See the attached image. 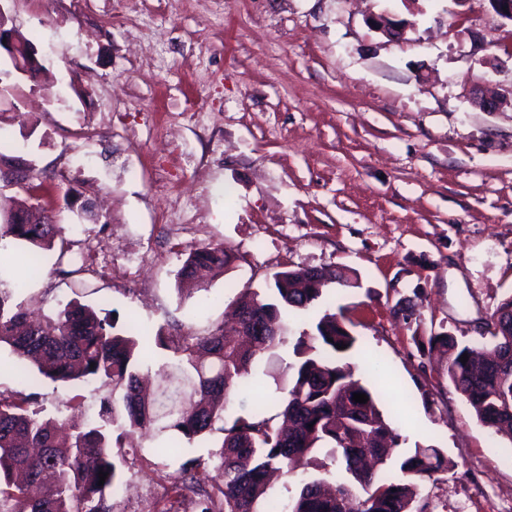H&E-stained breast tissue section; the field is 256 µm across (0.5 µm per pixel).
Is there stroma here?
Listing matches in <instances>:
<instances>
[{
	"mask_svg": "<svg viewBox=\"0 0 512 512\" xmlns=\"http://www.w3.org/2000/svg\"><path fill=\"white\" fill-rule=\"evenodd\" d=\"M47 74L0 57V153L34 169L27 203L51 212L84 269L45 258L17 299L49 315L78 301L149 331L196 335L274 272L346 270L333 312L351 360L407 447L453 463L420 489L430 512H512V441L449 385L428 336L480 342L512 297V21L489 0H0ZM405 23L388 40L379 15ZM234 256L192 298L194 248ZM43 381L42 416L72 394ZM281 395L258 373L229 395L234 418Z\"/></svg>",
	"mask_w": 512,
	"mask_h": 512,
	"instance_id": "35a3bbf8",
	"label": "stroma"
}]
</instances>
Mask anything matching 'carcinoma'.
Here are the masks:
<instances>
[{
    "mask_svg": "<svg viewBox=\"0 0 512 512\" xmlns=\"http://www.w3.org/2000/svg\"><path fill=\"white\" fill-rule=\"evenodd\" d=\"M14 204L0 196V212L18 220L0 224V241L30 247L29 265L55 250L62 266L69 248L52 216L43 210V223L32 224L30 213ZM232 260L220 243L195 248L181 268L180 293L192 297L203 274L221 275ZM10 263L0 254V347L37 371L17 366L32 392L0 391V512H121V466L130 458L154 465L143 449L123 443L138 431L161 440L154 454L165 461L177 458L183 441L221 434L208 459L181 464L185 478L168 487L150 512H428L427 502L414 506L417 489L450 461L434 446L417 445L403 454L400 476L386 474L402 436L381 411L374 386L354 375L349 353L357 338L342 314L326 310L297 336L290 326V311H307L323 300L321 281L354 286L345 273L297 267L274 273L266 295L244 289L235 300L242 339L231 340L220 325L202 336L162 330L151 336L78 302L38 319L16 301L22 281L7 285ZM487 334L489 343L480 347L448 332L429 336L427 344L446 356L448 383L477 418L512 441V296L487 324ZM287 343L293 358L273 375L284 384V396L225 420L224 399L250 365L277 357ZM341 343L346 348H337ZM156 348L168 352L166 385L149 396L140 372ZM44 378L99 381L111 390L101 398L98 419L65 430L32 408ZM355 393L368 401L352 400ZM334 467L336 486L327 491L324 476ZM101 471L107 473L102 485ZM276 471L301 475L296 493L285 500L269 493L268 476Z\"/></svg>",
    "mask_w": 512,
    "mask_h": 512,
    "instance_id": "1",
    "label": "carcinoma"
}]
</instances>
